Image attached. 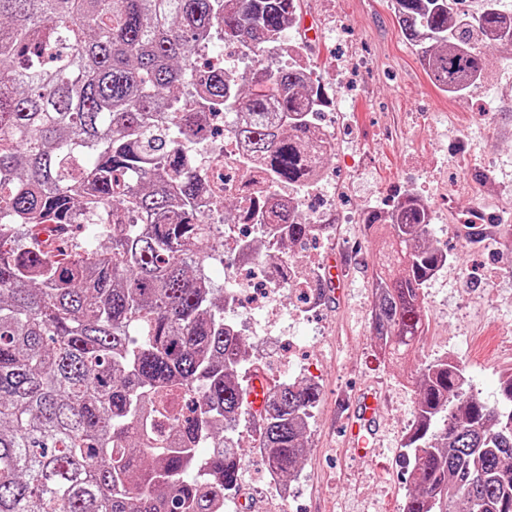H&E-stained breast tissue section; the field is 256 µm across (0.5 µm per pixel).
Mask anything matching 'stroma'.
I'll use <instances>...</instances> for the list:
<instances>
[{
	"instance_id": "35a3bbf8",
	"label": "stroma",
	"mask_w": 512,
	"mask_h": 512,
	"mask_svg": "<svg viewBox=\"0 0 512 512\" xmlns=\"http://www.w3.org/2000/svg\"><path fill=\"white\" fill-rule=\"evenodd\" d=\"M303 26L317 30L307 65L341 110L340 150L325 163L348 192L337 202L347 221L308 242L321 257L336 254L346 270L336 298L307 320H293L289 291L279 296L277 326L297 348L303 379L321 398L306 434L295 512H400L408 486L398 465L414 419L424 364L460 363L469 389L488 406L500 401V380L512 372V47L487 53L480 84L462 96L438 89L398 26L391 0H303ZM404 192H420L434 217L435 246L451 255L424 288L430 328L414 349L389 361L369 325L377 243L360 217L389 210ZM484 202L496 235L465 240L454 212ZM377 390L384 399L375 449L347 448L341 417L349 397ZM261 424L241 425L242 481L253 512H270L255 447Z\"/></svg>"
}]
</instances>
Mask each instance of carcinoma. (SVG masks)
I'll return each instance as SVG.
<instances>
[{
  "instance_id": "cac0c4a2",
  "label": "carcinoma",
  "mask_w": 512,
  "mask_h": 512,
  "mask_svg": "<svg viewBox=\"0 0 512 512\" xmlns=\"http://www.w3.org/2000/svg\"><path fill=\"white\" fill-rule=\"evenodd\" d=\"M302 0H0V512H224L239 491L241 423L283 479L298 472L317 385L286 381L257 413L240 378L232 298L202 268L223 238L204 223L207 172L189 151L214 114H236L246 163L298 193L321 102L313 74L265 64ZM406 40L451 95L481 80L475 44L512 45V18L482 4L394 0ZM210 33L251 56L230 80L196 69ZM199 111L167 112L185 80ZM382 229L371 320L398 357L428 331L426 282L448 262L411 193L364 218ZM256 223L280 253L310 239L272 197ZM90 226L81 244L69 230ZM266 241L240 254L267 256ZM492 410L447 358L421 369L399 455L402 512H512V373Z\"/></svg>"
}]
</instances>
